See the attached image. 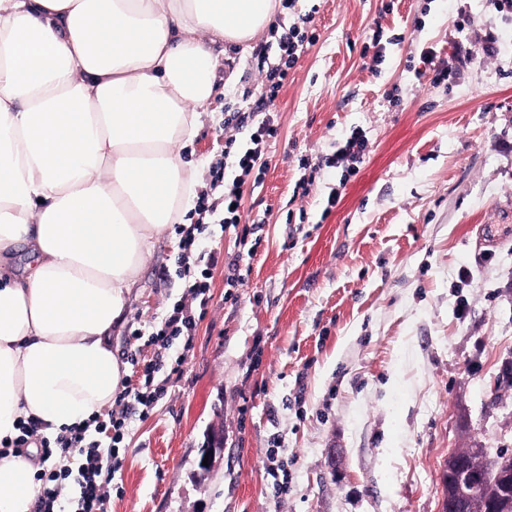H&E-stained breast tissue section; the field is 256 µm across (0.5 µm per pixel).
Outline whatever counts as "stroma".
Here are the masks:
<instances>
[{
	"label": "stroma",
	"mask_w": 512,
	"mask_h": 512,
	"mask_svg": "<svg viewBox=\"0 0 512 512\" xmlns=\"http://www.w3.org/2000/svg\"><path fill=\"white\" fill-rule=\"evenodd\" d=\"M315 36L272 110L265 166L242 174L279 59L275 33L224 47V88L186 159L244 178L250 231L226 283L234 228L208 225L210 285L191 341L165 352L168 393L128 410L107 512H438L449 452L512 456V14L499 0H283L275 22ZM383 57L374 61L373 29ZM494 38V55L464 46ZM368 143L330 166L339 142ZM181 232L146 258L112 350L135 388L151 335L189 295ZM222 430L209 469L201 452ZM287 490L276 494L275 483Z\"/></svg>",
	"instance_id": "stroma-1"
}]
</instances>
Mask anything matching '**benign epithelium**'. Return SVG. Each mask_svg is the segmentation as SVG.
I'll use <instances>...</instances> for the list:
<instances>
[{
  "label": "benign epithelium",
  "mask_w": 512,
  "mask_h": 512,
  "mask_svg": "<svg viewBox=\"0 0 512 512\" xmlns=\"http://www.w3.org/2000/svg\"><path fill=\"white\" fill-rule=\"evenodd\" d=\"M447 474L439 512H512V469L483 449L449 455Z\"/></svg>",
  "instance_id": "1"
}]
</instances>
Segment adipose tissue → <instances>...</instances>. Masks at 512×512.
<instances>
[{
  "instance_id": "obj_1",
  "label": "adipose tissue",
  "mask_w": 512,
  "mask_h": 512,
  "mask_svg": "<svg viewBox=\"0 0 512 512\" xmlns=\"http://www.w3.org/2000/svg\"><path fill=\"white\" fill-rule=\"evenodd\" d=\"M279 0H0V443L56 439L111 407L109 343L138 271L194 202L182 151ZM38 469L0 455V512Z\"/></svg>"
}]
</instances>
